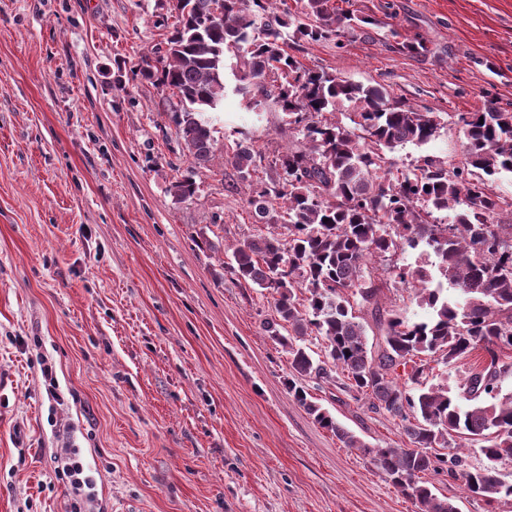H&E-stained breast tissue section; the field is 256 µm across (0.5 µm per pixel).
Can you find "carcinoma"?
Here are the masks:
<instances>
[{
    "instance_id": "cac0c4a2",
    "label": "carcinoma",
    "mask_w": 512,
    "mask_h": 512,
    "mask_svg": "<svg viewBox=\"0 0 512 512\" xmlns=\"http://www.w3.org/2000/svg\"><path fill=\"white\" fill-rule=\"evenodd\" d=\"M277 3L172 0L166 53L141 75L178 98L179 138L200 168L214 156L204 114L224 109L228 54L236 59L240 108L281 113V128L293 137L268 162L277 178L248 200L266 231L227 258L238 280L273 296L276 316L266 331L288 353L296 400L344 447L369 457L418 512H458L420 483L430 470L448 471L473 496L511 505L512 481L502 468L512 465V391L502 393V383L512 378V197L496 191L493 177L512 173V112L491 100L474 112L420 109L383 85L307 68L288 54L281 29L293 25L299 38L340 45L366 19L331 0H304L305 20L296 21ZM448 119L466 139L459 158L426 157L392 171L385 151L430 142ZM264 161L240 132L231 164L249 179ZM197 191L191 174L169 189L177 202ZM421 243L434 261L400 267L394 280L432 310L430 320L413 322L382 306L383 286L368 263ZM450 288L457 296L447 295ZM362 312L380 331L372 349ZM310 336L322 341L317 357ZM475 350L483 356L456 388L428 383L430 363L452 366ZM337 370L354 399L400 422L409 447H370L296 386ZM467 445L484 463H467Z\"/></svg>"
}]
</instances>
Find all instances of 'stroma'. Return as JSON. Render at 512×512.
<instances>
[{
    "label": "stroma",
    "instance_id": "35a3bbf8",
    "mask_svg": "<svg viewBox=\"0 0 512 512\" xmlns=\"http://www.w3.org/2000/svg\"><path fill=\"white\" fill-rule=\"evenodd\" d=\"M333 3L367 23L340 46L292 41L304 66L437 112H512V0ZM172 22L168 0H0V512H72L74 461L86 512H417L289 393L273 299L224 256L256 233L248 200L267 178L230 163L238 131L268 159L288 139L278 113L239 111L229 59L215 156L195 168L175 98L139 72ZM418 37L427 54L402 50ZM464 145L451 124L389 157ZM190 169L199 190L174 202ZM304 387L371 447L405 444L339 384ZM424 479L459 512H512Z\"/></svg>",
    "mask_w": 512,
    "mask_h": 512
}]
</instances>
